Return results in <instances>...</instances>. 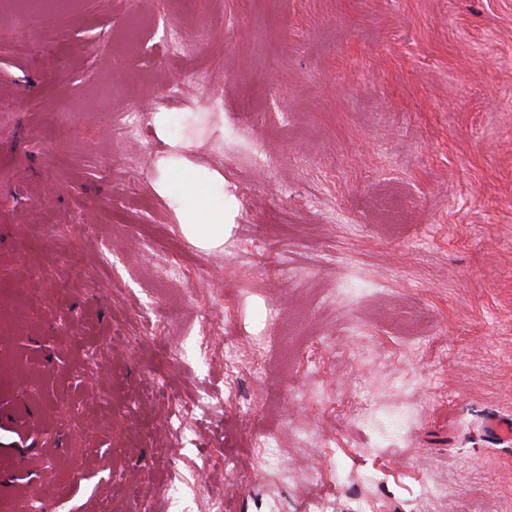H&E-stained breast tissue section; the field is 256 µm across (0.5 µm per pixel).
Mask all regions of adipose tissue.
<instances>
[{
	"mask_svg": "<svg viewBox=\"0 0 512 512\" xmlns=\"http://www.w3.org/2000/svg\"><path fill=\"white\" fill-rule=\"evenodd\" d=\"M186 182L187 191L177 197L186 218L184 229L201 246L212 247L224 238V199L211 188L207 178L191 173Z\"/></svg>",
	"mask_w": 512,
	"mask_h": 512,
	"instance_id": "obj_1",
	"label": "adipose tissue"
}]
</instances>
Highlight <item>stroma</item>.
<instances>
[{
  "label": "stroma",
  "mask_w": 512,
  "mask_h": 512,
  "mask_svg": "<svg viewBox=\"0 0 512 512\" xmlns=\"http://www.w3.org/2000/svg\"><path fill=\"white\" fill-rule=\"evenodd\" d=\"M21 9L0 512H512V0H62L25 43ZM182 177L189 189L176 198L186 218L185 232L203 247L218 245L224 239V197L217 195L199 172Z\"/></svg>",
  "instance_id": "stroma-1"
}]
</instances>
